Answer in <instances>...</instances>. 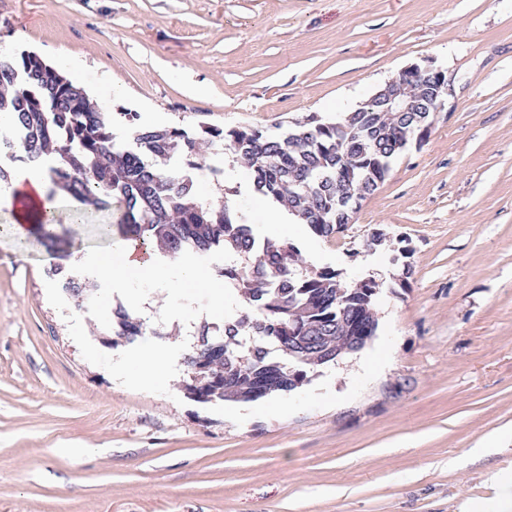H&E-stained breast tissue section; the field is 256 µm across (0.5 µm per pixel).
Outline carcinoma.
Masks as SVG:
<instances>
[{
  "label": "carcinoma",
  "mask_w": 512,
  "mask_h": 512,
  "mask_svg": "<svg viewBox=\"0 0 512 512\" xmlns=\"http://www.w3.org/2000/svg\"><path fill=\"white\" fill-rule=\"evenodd\" d=\"M33 52L0 48V113L14 115L12 126L0 130V155L33 163L55 144L57 160L48 169L50 180L62 185L69 203H94L108 213L107 232L139 242H153L163 253L209 254L222 251L250 266L226 264L220 275L255 304L259 317L224 321L223 327L204 325L198 343L185 358L193 377L186 385L197 400L208 402L256 400L257 375L278 374L268 394L293 390L307 378L306 364L291 356L270 358L269 346L283 354L308 348L309 337L326 336L331 344L349 336H373L378 322L373 311L380 290L375 279L349 287L331 267L302 265L299 248L288 240L262 243L242 206L224 200H200L194 180L184 173L159 174L146 156L177 153L197 155L204 145L224 143L240 161L256 193L271 203H283L293 220L320 238H332L350 223L346 200L365 199L385 180L395 144L410 136L414 112L390 114L368 106L331 121L316 113L296 123L287 133L260 128L202 125L194 136L180 128L132 127L133 147L116 146L112 113L97 112L85 89ZM55 215L42 211L36 218L40 239L57 260L69 255L68 245L47 231ZM73 297L88 299L89 285L76 276L61 283ZM116 335L133 339L143 334V322L123 308L115 311ZM296 331L286 339L288 326ZM250 328V345L232 350L229 344Z\"/></svg>",
  "instance_id": "1"
}]
</instances>
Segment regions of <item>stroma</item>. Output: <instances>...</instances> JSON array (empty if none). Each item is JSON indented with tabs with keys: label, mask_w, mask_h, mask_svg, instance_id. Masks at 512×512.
Here are the masks:
<instances>
[{
	"label": "stroma",
	"mask_w": 512,
	"mask_h": 512,
	"mask_svg": "<svg viewBox=\"0 0 512 512\" xmlns=\"http://www.w3.org/2000/svg\"><path fill=\"white\" fill-rule=\"evenodd\" d=\"M0 45L78 80L113 112L195 133L342 117L404 67L453 76L344 232L291 236L308 267L372 277L378 329L283 395L229 406L115 373L102 322L154 281L75 306L36 241H0V512H474L512 478V0H0ZM202 197L267 202L221 145ZM381 245L367 247L371 229ZM414 274L401 286L404 265ZM110 296L102 307L101 296Z\"/></svg>",
	"instance_id": "35a3bbf8"
}]
</instances>
